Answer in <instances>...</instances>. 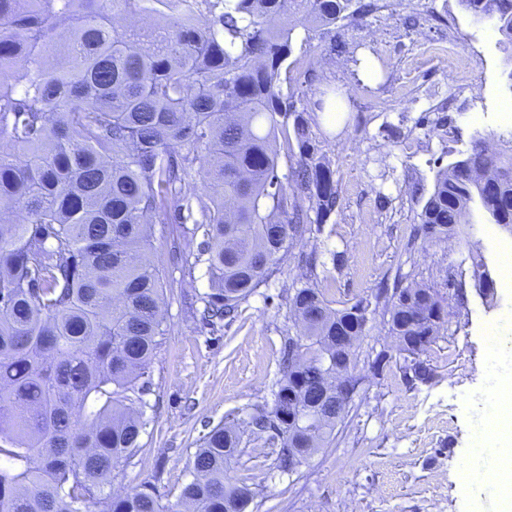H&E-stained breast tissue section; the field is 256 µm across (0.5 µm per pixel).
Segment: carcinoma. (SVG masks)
I'll list each match as a JSON object with an SVG mask.
<instances>
[{"mask_svg":"<svg viewBox=\"0 0 512 512\" xmlns=\"http://www.w3.org/2000/svg\"><path fill=\"white\" fill-rule=\"evenodd\" d=\"M512 46V0H458ZM374 0H0V512H246L257 497L228 482L242 454L232 423L213 428L190 460L192 480L161 504L152 489L112 492V474L141 448L142 394L166 335L165 281L149 258L154 225L181 228L206 264L200 322L232 317L288 252L322 232L338 189L296 90L281 77L297 27L333 26L375 10ZM153 26L116 27L117 14ZM295 139L296 166L278 174L277 139ZM201 182L210 204L193 210ZM315 213L304 223L302 202ZM477 207L512 229V147L478 136L438 171L416 234L453 237ZM479 292L494 296L481 254L470 255ZM397 339L439 335L431 287L383 288ZM302 320L299 368L283 347L273 410L251 415L249 436L279 445L275 468L308 460L349 405L313 401L336 372V337L363 336L370 303L333 309L313 284L288 296ZM434 377L404 367L413 386ZM318 413L313 430L288 420V394Z\"/></svg>","mask_w":512,"mask_h":512,"instance_id":"cac0c4a2","label":"carcinoma"}]
</instances>
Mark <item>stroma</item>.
Here are the masks:
<instances>
[{
	"label": "stroma",
	"mask_w": 512,
	"mask_h": 512,
	"mask_svg": "<svg viewBox=\"0 0 512 512\" xmlns=\"http://www.w3.org/2000/svg\"><path fill=\"white\" fill-rule=\"evenodd\" d=\"M497 29L478 23L458 0H377L371 14L313 32L297 28L288 59L298 108L339 191L321 233L295 246L266 285L242 303L236 321H197L209 291L205 266L185 272L177 250L190 239L158 233L151 253L166 288L167 334L150 364L143 400L149 423L141 447L112 475V488H153L176 502L192 478L188 464L214 427L247 420L272 405L285 338L301 335L288 303L306 286L299 256L316 253L331 307L374 299L379 283L402 275L449 297L448 318L424 355L436 377L406 386V356L383 313L369 315L354 372L365 383L332 444L295 473L272 471L275 446L248 443L226 472L251 478L261 493L247 512H501L502 479L486 476L487 425L502 409L499 386L512 363L497 352L512 340V231L467 218L461 238H413L437 172L460 159L474 136L512 145V123L497 112L512 98V66ZM342 52L331 53V42ZM374 63L364 78L359 62ZM479 248L495 281L493 300L475 290L468 257ZM343 253L335 267L334 253ZM463 288L466 307L452 297ZM390 361L381 375L371 362Z\"/></svg>",
	"instance_id": "obj_1"
}]
</instances>
